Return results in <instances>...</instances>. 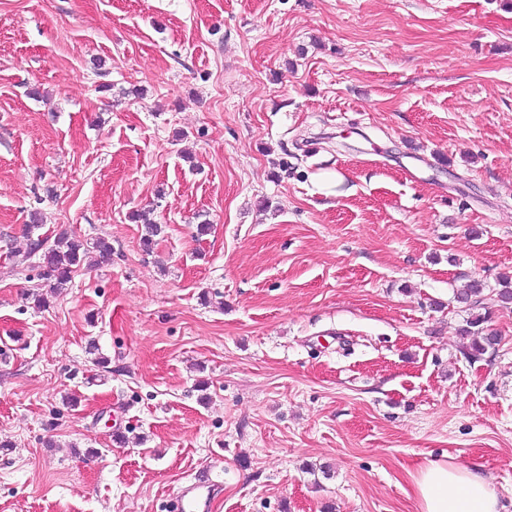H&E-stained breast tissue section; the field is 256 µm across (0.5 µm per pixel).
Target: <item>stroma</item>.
Listing matches in <instances>:
<instances>
[{"label":"stroma","instance_id":"stroma-1","mask_svg":"<svg viewBox=\"0 0 512 512\" xmlns=\"http://www.w3.org/2000/svg\"><path fill=\"white\" fill-rule=\"evenodd\" d=\"M34 213L111 260L51 290ZM505 276L512 0H0V512H512ZM486 322V317L481 314L472 315L471 319L466 321V326L461 329V335L470 337V343L466 346L467 356L470 360H478L493 349L498 344V338L492 333L486 332L482 325ZM480 466L430 460L414 479L416 512H499V501ZM194 482L181 490L176 499L177 512H205L211 483L210 471L202 469L194 475Z\"/></svg>","mask_w":512,"mask_h":512}]
</instances>
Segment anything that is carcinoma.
Segmentation results:
<instances>
[{"label":"carcinoma","mask_w":512,"mask_h":512,"mask_svg":"<svg viewBox=\"0 0 512 512\" xmlns=\"http://www.w3.org/2000/svg\"><path fill=\"white\" fill-rule=\"evenodd\" d=\"M37 226L38 219L33 215L26 233L24 254L41 253V277L49 282L52 288H57L70 281L72 272L80 265L89 250L93 249L98 252L99 257L104 261L112 258V245L104 239H98L89 246L80 239L64 234L54 244L48 246L44 240L32 238V229ZM482 290V283L473 279L466 288L456 294L457 301L474 306L477 304L475 298L481 294ZM485 322L486 317L480 314L474 315L466 321V326L461 329V335L470 338L466 351L468 358L472 361L480 359L488 350L498 344L497 336L487 332L483 327Z\"/></svg>","instance_id":"obj_1"}]
</instances>
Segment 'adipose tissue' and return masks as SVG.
<instances>
[{
  "instance_id": "ef3b65f1",
  "label": "adipose tissue",
  "mask_w": 512,
  "mask_h": 512,
  "mask_svg": "<svg viewBox=\"0 0 512 512\" xmlns=\"http://www.w3.org/2000/svg\"><path fill=\"white\" fill-rule=\"evenodd\" d=\"M414 482L416 512H499L498 497L477 466L431 460Z\"/></svg>"
}]
</instances>
